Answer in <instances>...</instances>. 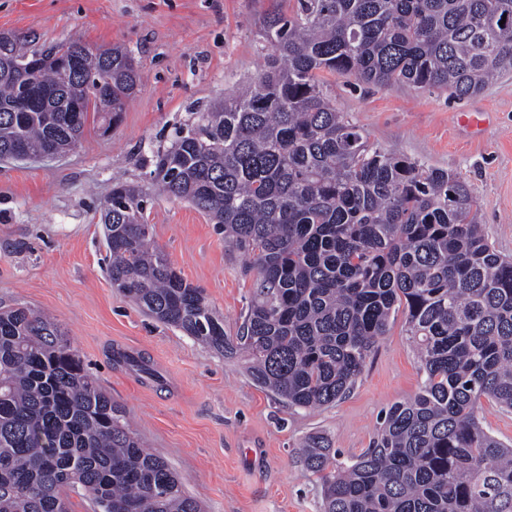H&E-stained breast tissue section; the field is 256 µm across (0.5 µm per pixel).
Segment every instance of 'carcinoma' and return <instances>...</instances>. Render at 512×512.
Returning <instances> with one entry per match:
<instances>
[{
    "instance_id": "obj_1",
    "label": "carcinoma",
    "mask_w": 512,
    "mask_h": 512,
    "mask_svg": "<svg viewBox=\"0 0 512 512\" xmlns=\"http://www.w3.org/2000/svg\"><path fill=\"white\" fill-rule=\"evenodd\" d=\"M296 2L263 19L265 69L155 159L161 190L253 258L238 335L224 334L203 289L152 247L147 199L122 181L100 213L108 277L155 320L245 357L259 386L299 409L344 398L403 309L424 379L349 463L321 434L299 449L322 483L321 512H512V447L477 417L484 398L512 410V260L470 218L459 176L371 144L324 92L325 76L342 74L478 95L512 72V0ZM82 52L80 73L57 66ZM30 64L51 95L18 112L17 66ZM139 86L125 47L73 39L29 51L0 33V158L74 148L88 119L117 124ZM73 101L84 107L75 124ZM73 493L94 512H201L60 326L1 308L0 512H72Z\"/></svg>"
}]
</instances>
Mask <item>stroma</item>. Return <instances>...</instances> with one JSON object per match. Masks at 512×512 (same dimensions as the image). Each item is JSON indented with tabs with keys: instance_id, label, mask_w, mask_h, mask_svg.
I'll return each mask as SVG.
<instances>
[{
	"instance_id": "stroma-1",
	"label": "stroma",
	"mask_w": 512,
	"mask_h": 512,
	"mask_svg": "<svg viewBox=\"0 0 512 512\" xmlns=\"http://www.w3.org/2000/svg\"><path fill=\"white\" fill-rule=\"evenodd\" d=\"M290 0H0V32L46 49L70 38L126 47L140 90L118 125L89 123L73 150L53 159L0 160V306L21 305L64 328L87 369L126 411L149 451L179 474L205 512H320L321 485L299 455L325 435L348 461L366 450L394 403L423 379L404 312L392 315L351 392L295 409L257 385L243 358L227 359L148 316L106 273L100 210L115 181L147 194L146 220L171 267L202 288L236 335L255 274L247 256L183 200L158 192L154 155L194 113L242 88L266 63L262 19ZM339 111L371 143L458 174L473 216L495 249L512 257V73L472 98L401 86L370 89L327 76ZM463 112L484 115L478 135ZM145 361L146 377L123 363Z\"/></svg>"
}]
</instances>
